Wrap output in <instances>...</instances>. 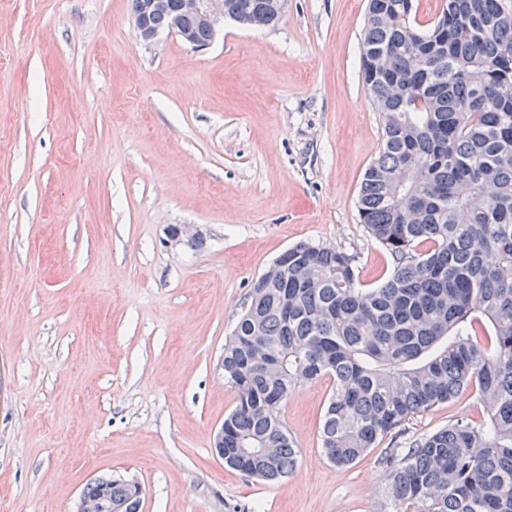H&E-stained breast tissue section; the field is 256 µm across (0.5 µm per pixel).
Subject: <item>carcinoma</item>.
Here are the masks:
<instances>
[{
    "label": "carcinoma",
    "instance_id": "cac0c4a2",
    "mask_svg": "<svg viewBox=\"0 0 512 512\" xmlns=\"http://www.w3.org/2000/svg\"><path fill=\"white\" fill-rule=\"evenodd\" d=\"M270 2L225 6L274 24ZM362 76L383 135L358 211L392 271L361 288L358 256L299 242L255 282L224 344V462L295 471L281 406L305 379L332 381L320 441L338 467L472 389L483 418L387 452L384 512H512V0H441L426 20L415 0H368ZM83 495L140 512L121 479Z\"/></svg>",
    "mask_w": 512,
    "mask_h": 512
}]
</instances>
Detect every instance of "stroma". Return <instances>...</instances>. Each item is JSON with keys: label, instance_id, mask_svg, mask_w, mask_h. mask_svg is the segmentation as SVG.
Masks as SVG:
<instances>
[{"label": "stroma", "instance_id": "1", "mask_svg": "<svg viewBox=\"0 0 512 512\" xmlns=\"http://www.w3.org/2000/svg\"><path fill=\"white\" fill-rule=\"evenodd\" d=\"M367 0H288L275 27L209 46L141 41L131 0H0V512H75L101 477L141 512H379L387 449L484 404L466 391L347 469L320 447L332 382L281 415L296 470L228 468L224 343L255 280L306 241L392 258L358 194L382 144L362 82ZM198 224L203 246L171 245ZM167 237L170 243H181L184 241H191L188 242V244H190L191 246H202L204 242V239L201 238L203 237V231L196 224H180L176 225L174 229H171V227H169L167 230Z\"/></svg>", "mask_w": 512, "mask_h": 512}]
</instances>
